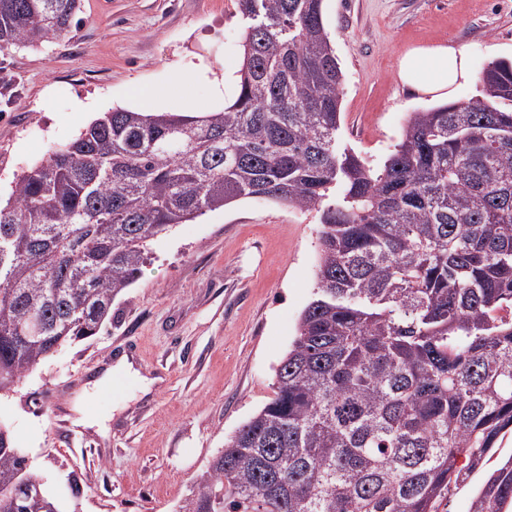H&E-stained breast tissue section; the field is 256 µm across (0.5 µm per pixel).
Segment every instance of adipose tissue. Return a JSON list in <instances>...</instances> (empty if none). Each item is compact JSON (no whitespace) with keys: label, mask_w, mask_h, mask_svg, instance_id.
<instances>
[{"label":"adipose tissue","mask_w":512,"mask_h":512,"mask_svg":"<svg viewBox=\"0 0 512 512\" xmlns=\"http://www.w3.org/2000/svg\"><path fill=\"white\" fill-rule=\"evenodd\" d=\"M470 76L466 51L448 45L412 50L398 64V77L404 84L435 97L451 94L457 83Z\"/></svg>","instance_id":"1"}]
</instances>
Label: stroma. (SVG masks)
<instances>
[{
  "mask_svg": "<svg viewBox=\"0 0 512 512\" xmlns=\"http://www.w3.org/2000/svg\"><path fill=\"white\" fill-rule=\"evenodd\" d=\"M323 13L344 74L338 142L375 166L410 114L436 103L399 80L409 49L467 51L472 77L451 95L460 103L479 98L490 62L512 58V0H323ZM244 26L237 0H81L65 38L0 49V197L50 148L113 109L222 111L214 81L238 71ZM198 70L207 78L172 81ZM137 88L165 96L156 105L134 96ZM318 231L316 212L264 197L174 226L152 242L96 336L59 347L0 395V427L60 512H177L225 441L272 397L313 298ZM122 340L138 346L142 371L160 377L155 392L139 399L130 384L95 395L88 410L109 417L108 437L58 432L73 394L111 365ZM50 390L59 394L53 408L43 400Z\"/></svg>",
  "mask_w": 512,
  "mask_h": 512,
  "instance_id": "obj_1",
  "label": "stroma"
}]
</instances>
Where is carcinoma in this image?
<instances>
[{"mask_svg":"<svg viewBox=\"0 0 512 512\" xmlns=\"http://www.w3.org/2000/svg\"><path fill=\"white\" fill-rule=\"evenodd\" d=\"M222 112L115 109L0 206V392L94 336L149 245L242 198L320 212L316 292L274 395L179 512H437L512 431V59L481 99L411 113L378 168L339 150L323 0H238ZM78 0H0V48L66 35ZM0 512H59L0 429ZM470 512H512V456Z\"/></svg>","mask_w":512,"mask_h":512,"instance_id":"cac0c4a2","label":"carcinoma"}]
</instances>
